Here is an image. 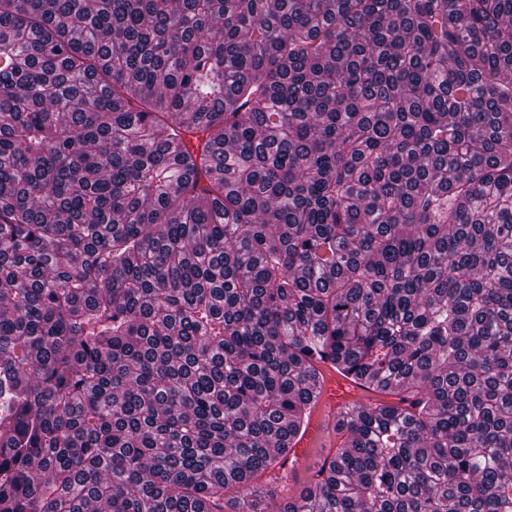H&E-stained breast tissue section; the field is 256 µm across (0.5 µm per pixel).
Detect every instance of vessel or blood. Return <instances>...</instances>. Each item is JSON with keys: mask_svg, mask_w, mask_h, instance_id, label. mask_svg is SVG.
<instances>
[{"mask_svg": "<svg viewBox=\"0 0 512 512\" xmlns=\"http://www.w3.org/2000/svg\"><path fill=\"white\" fill-rule=\"evenodd\" d=\"M322 373L319 383L318 405L304 432L292 440L286 466L277 471L279 483H287L293 472L303 469L313 449L327 445L326 424L334 423L348 406L357 401H375V394L367 391L364 381L336 371L331 360H318Z\"/></svg>", "mask_w": 512, "mask_h": 512, "instance_id": "b4317fda", "label": "vessel or blood"}]
</instances>
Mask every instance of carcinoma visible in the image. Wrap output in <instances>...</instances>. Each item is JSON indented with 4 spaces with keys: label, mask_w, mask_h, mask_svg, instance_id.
Listing matches in <instances>:
<instances>
[{
    "label": "carcinoma",
    "mask_w": 512,
    "mask_h": 512,
    "mask_svg": "<svg viewBox=\"0 0 512 512\" xmlns=\"http://www.w3.org/2000/svg\"><path fill=\"white\" fill-rule=\"evenodd\" d=\"M512 512V0H0V512ZM317 365L322 373L318 386V405L305 431H301L293 438L288 463L276 472L279 484L288 485L292 471L297 472L304 468L314 448L330 446L327 431L324 430L327 423H330L332 428L334 422L354 402H375L376 398L380 397L365 390V381L352 379L351 375L336 371L331 360L318 359Z\"/></svg>",
    "instance_id": "obj_1"
}]
</instances>
